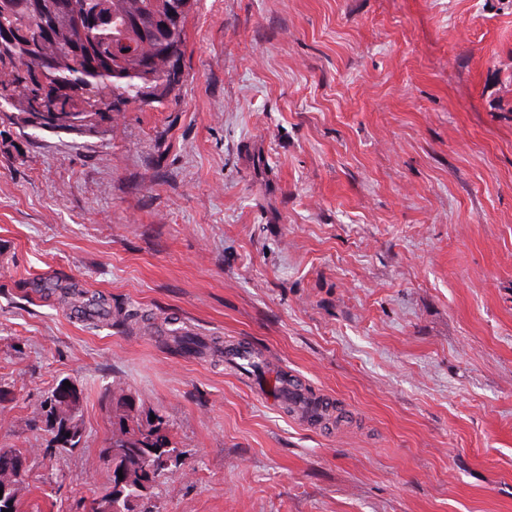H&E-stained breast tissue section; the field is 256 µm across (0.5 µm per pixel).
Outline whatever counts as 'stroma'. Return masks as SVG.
Wrapping results in <instances>:
<instances>
[{"label": "stroma", "instance_id": "obj_1", "mask_svg": "<svg viewBox=\"0 0 512 512\" xmlns=\"http://www.w3.org/2000/svg\"><path fill=\"white\" fill-rule=\"evenodd\" d=\"M180 79L72 139L0 127V448L109 485V392L179 472L139 512H512V0H199ZM149 328L79 317L67 283ZM333 403L307 424L223 356ZM82 391L46 454L42 405ZM64 383L59 384L51 397L44 405L45 431L50 435L47 453L50 455L77 448L82 439V428L76 420V411L80 404V393L75 387H68L71 399L64 407L56 398V394L63 390ZM70 433L69 437L66 434Z\"/></svg>", "mask_w": 512, "mask_h": 512}]
</instances>
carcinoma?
I'll return each instance as SVG.
<instances>
[{
    "label": "carcinoma",
    "mask_w": 512,
    "mask_h": 512,
    "mask_svg": "<svg viewBox=\"0 0 512 512\" xmlns=\"http://www.w3.org/2000/svg\"><path fill=\"white\" fill-rule=\"evenodd\" d=\"M105 4L112 10L108 28L88 27L76 32L72 17ZM190 11L176 12L171 0H0V28H14L19 36L0 50V100L11 101L9 123L30 122L23 105L30 99V83L38 66L70 105L77 120L85 119L87 107L96 108L99 120L120 112L130 103H160L179 82L180 61L187 38ZM66 305L112 315L105 299L75 284L60 293ZM55 388L44 405L45 431L50 435L46 451L62 453L78 447L82 428L76 420L80 393L69 388L70 400L59 406ZM116 421L102 456L112 470L125 472L126 481L101 501H92L89 512L108 504L112 512H135V502L149 484L169 467L150 468L151 462L178 461L170 446L165 423L143 421L133 398L116 386L111 392ZM25 458L19 450L0 449V482L13 474Z\"/></svg>",
    "instance_id": "cac0c4a2"
}]
</instances>
